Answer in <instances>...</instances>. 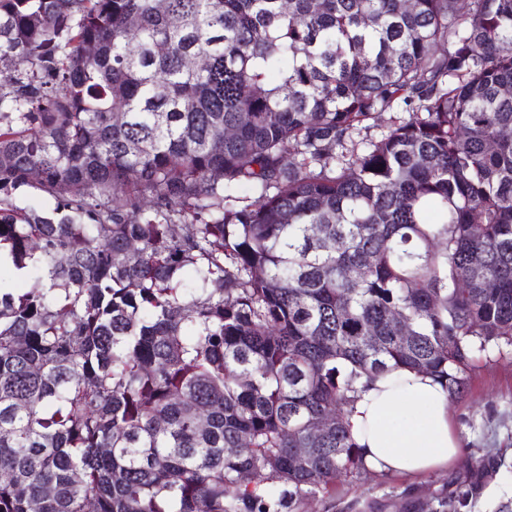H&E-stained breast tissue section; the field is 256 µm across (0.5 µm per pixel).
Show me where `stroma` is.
I'll return each mask as SVG.
<instances>
[{
	"instance_id": "stroma-1",
	"label": "stroma",
	"mask_w": 512,
	"mask_h": 512,
	"mask_svg": "<svg viewBox=\"0 0 512 512\" xmlns=\"http://www.w3.org/2000/svg\"><path fill=\"white\" fill-rule=\"evenodd\" d=\"M449 421L463 448L452 466L415 476L352 474L303 500L300 512H512V353L478 362L467 391L450 403Z\"/></svg>"
}]
</instances>
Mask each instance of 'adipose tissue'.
I'll return each instance as SVG.
<instances>
[{
    "mask_svg": "<svg viewBox=\"0 0 512 512\" xmlns=\"http://www.w3.org/2000/svg\"><path fill=\"white\" fill-rule=\"evenodd\" d=\"M449 403L445 387L425 373L397 368L372 380L349 415L366 468L411 475L456 462L461 445Z\"/></svg>",
    "mask_w": 512,
    "mask_h": 512,
    "instance_id": "1",
    "label": "adipose tissue"
}]
</instances>
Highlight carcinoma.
I'll return each mask as SVG.
<instances>
[{"mask_svg":"<svg viewBox=\"0 0 512 512\" xmlns=\"http://www.w3.org/2000/svg\"><path fill=\"white\" fill-rule=\"evenodd\" d=\"M0 76V512H299L512 347V0H0Z\"/></svg>","mask_w":512,"mask_h":512,"instance_id":"obj_1","label":"carcinoma"}]
</instances>
